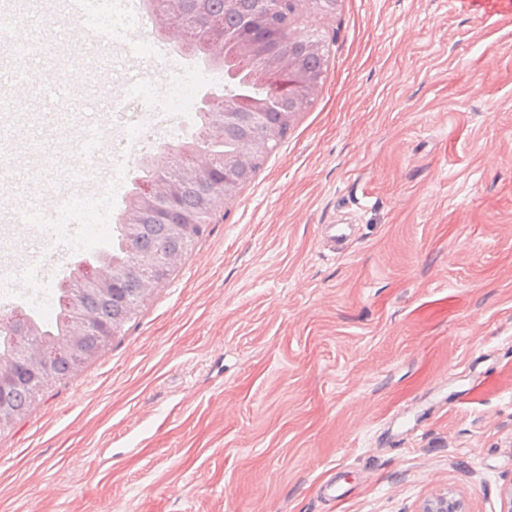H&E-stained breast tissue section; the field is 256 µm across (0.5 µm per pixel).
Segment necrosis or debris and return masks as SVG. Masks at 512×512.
Instances as JSON below:
<instances>
[{"mask_svg": "<svg viewBox=\"0 0 512 512\" xmlns=\"http://www.w3.org/2000/svg\"><path fill=\"white\" fill-rule=\"evenodd\" d=\"M124 9V0H86L83 22L114 40L126 27L139 23L138 18L126 15ZM197 81L195 74L183 67H175L168 97L157 102L146 76L140 74L128 79L125 98L114 101L112 110L122 118L130 104H140V122L129 125L120 121L85 135L80 159L67 171L71 184L68 203L59 213L57 224L45 236V243L64 236L69 224L77 220L107 219L112 194L126 190L132 161L142 153L143 143L161 148L175 143L185 114L195 109ZM106 143L112 146V154L108 157L102 151Z\"/></svg>", "mask_w": 512, "mask_h": 512, "instance_id": "1", "label": "necrosis or debris"}]
</instances>
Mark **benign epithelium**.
Masks as SVG:
<instances>
[{
  "label": "benign epithelium",
  "instance_id": "1",
  "mask_svg": "<svg viewBox=\"0 0 512 512\" xmlns=\"http://www.w3.org/2000/svg\"><path fill=\"white\" fill-rule=\"evenodd\" d=\"M297 0H224V4L236 9L241 19L249 21L248 32L238 40L237 62L251 67L260 59L262 66L253 71L256 80L274 84V95L263 100H242L224 108L223 96L207 92L201 104L205 112V133L193 136L194 144L186 149L171 150L170 164L157 167L150 158L139 166L153 170V177L138 183L137 191L130 196L124 211V227L130 239H136L145 220L158 218L168 225L171 238L177 243L175 251L162 257L138 252L122 264L94 266L87 261L73 263L69 280L72 284L70 316L62 338L66 350L79 347L82 339L91 331L106 336L109 331L94 323L86 312L81 297L95 295L110 299L122 284L135 280L138 288L121 297V303L129 312L136 311L146 296L161 286V279L148 278L144 271L173 266L181 260L186 248L198 236L202 225L211 223V202L204 200L202 210L184 211L181 218L170 223L171 214L180 205L184 190L198 186L208 176H215L223 187L222 198L230 202L240 194L241 185L255 160L266 145L276 139L280 130L289 127L298 112L310 103L320 85V75L305 64L309 53H322V44L299 31L286 34L274 21L286 6L296 5ZM207 0H147V7L157 18L161 33L183 46L200 35L205 38L209 63L223 66L224 26L206 8ZM246 129L240 146L224 155L221 160H209L205 166L197 164L203 152L202 141L208 135L224 130ZM27 333L14 337L12 350L0 355V387L8 383L15 371L26 374L29 385L42 387L41 360L45 345L35 338L36 328L25 323ZM420 512H468L462 499L452 493L440 494L427 499Z\"/></svg>",
  "mask_w": 512,
  "mask_h": 512
}]
</instances>
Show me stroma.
Instances as JSON below:
<instances>
[{"mask_svg":"<svg viewBox=\"0 0 512 512\" xmlns=\"http://www.w3.org/2000/svg\"><path fill=\"white\" fill-rule=\"evenodd\" d=\"M38 53L0 56V201L52 213L130 72L67 0H14ZM318 92L124 336L0 431V512H500L512 482V8L310 0ZM353 232L335 244L331 227ZM53 286L40 224L10 226ZM420 512H469L462 499L454 494H440L427 499Z\"/></svg>","mask_w":512,"mask_h":512,"instance_id":"obj_1","label":"stroma"}]
</instances>
